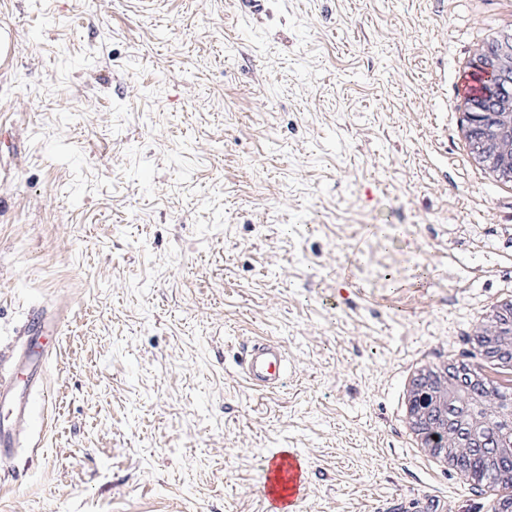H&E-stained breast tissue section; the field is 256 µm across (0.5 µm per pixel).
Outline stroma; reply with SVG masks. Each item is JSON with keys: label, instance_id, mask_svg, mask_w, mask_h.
Masks as SVG:
<instances>
[{"label": "stroma", "instance_id": "1", "mask_svg": "<svg viewBox=\"0 0 512 512\" xmlns=\"http://www.w3.org/2000/svg\"><path fill=\"white\" fill-rule=\"evenodd\" d=\"M0 352L58 313L0 512H299L428 494L490 512L406 439L416 358L471 357L512 289V191L481 182L457 80L512 0H0ZM288 350L244 384L242 341ZM238 365L247 388L255 393H275L288 379V352L270 336H255L241 345ZM306 466L295 448H271L260 465L267 512H297L304 497Z\"/></svg>", "mask_w": 512, "mask_h": 512}]
</instances>
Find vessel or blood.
I'll return each instance as SVG.
<instances>
[{"label": "vessel or blood", "mask_w": 512, "mask_h": 512, "mask_svg": "<svg viewBox=\"0 0 512 512\" xmlns=\"http://www.w3.org/2000/svg\"><path fill=\"white\" fill-rule=\"evenodd\" d=\"M25 346L12 351L7 369H0V455H11L20 430L32 413L31 394L42 386L43 366L32 350L44 340H57L58 325L48 312L32 309L20 330ZM239 361L248 389L259 394L283 389L288 379V352L276 339L255 336L241 345ZM260 491L266 512H298L304 497L306 466L294 448H272L261 465Z\"/></svg>", "instance_id": "obj_1"}]
</instances>
